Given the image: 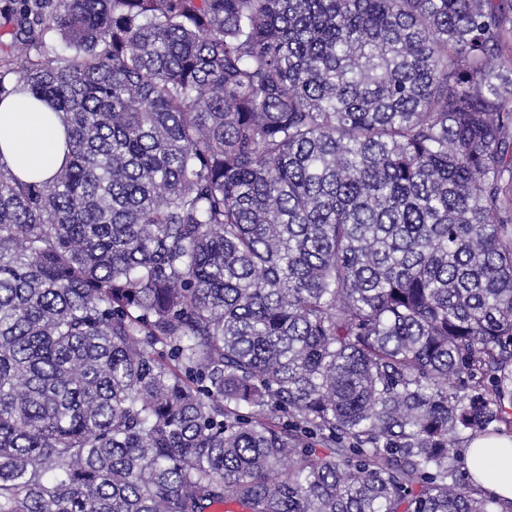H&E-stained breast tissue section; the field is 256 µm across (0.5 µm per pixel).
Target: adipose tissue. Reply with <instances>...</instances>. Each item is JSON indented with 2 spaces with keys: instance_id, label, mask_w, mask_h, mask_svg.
I'll list each match as a JSON object with an SVG mask.
<instances>
[{
  "instance_id": "obj_1",
  "label": "adipose tissue",
  "mask_w": 512,
  "mask_h": 512,
  "mask_svg": "<svg viewBox=\"0 0 512 512\" xmlns=\"http://www.w3.org/2000/svg\"><path fill=\"white\" fill-rule=\"evenodd\" d=\"M66 154V126L44 103L27 92L0 102V164L15 176L50 180ZM466 468L475 485L512 500V438L476 439L468 450Z\"/></svg>"
}]
</instances>
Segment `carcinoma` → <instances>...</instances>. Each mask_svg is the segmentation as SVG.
Wrapping results in <instances>:
<instances>
[{"mask_svg":"<svg viewBox=\"0 0 512 512\" xmlns=\"http://www.w3.org/2000/svg\"><path fill=\"white\" fill-rule=\"evenodd\" d=\"M0 512H512V0H0ZM67 154L62 118L29 92L0 102V163L22 180L47 181ZM466 468L475 485L512 500V438L487 436L476 439L468 450Z\"/></svg>","mask_w":512,"mask_h":512,"instance_id":"1","label":"carcinoma"}]
</instances>
